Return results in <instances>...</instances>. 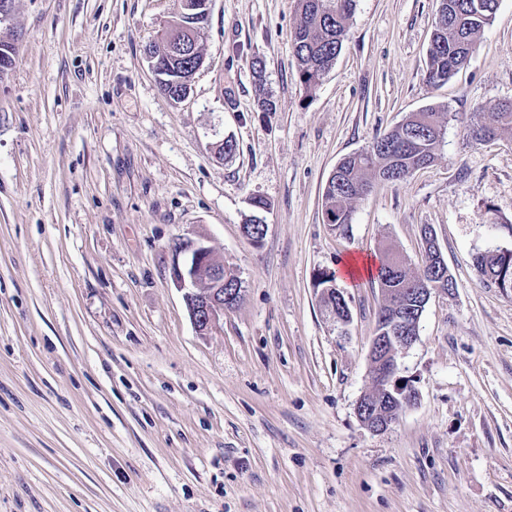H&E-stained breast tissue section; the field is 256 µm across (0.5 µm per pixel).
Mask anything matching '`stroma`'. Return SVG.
<instances>
[{"instance_id":"stroma-1","label":"stroma","mask_w":512,"mask_h":512,"mask_svg":"<svg viewBox=\"0 0 512 512\" xmlns=\"http://www.w3.org/2000/svg\"><path fill=\"white\" fill-rule=\"evenodd\" d=\"M181 5L13 0L0 19V512H512V290L472 262L512 250V133L466 137L512 100V0L437 87L438 0H355L310 90L296 0H211L175 102L148 46ZM429 107L435 160L374 182L348 232L325 223L337 163ZM426 226L455 288L399 358L415 404L375 434L355 408L382 296L342 286L341 329L316 281L383 247L417 269ZM198 235L245 289L204 337L171 277L175 241Z\"/></svg>"}]
</instances>
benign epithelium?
Listing matches in <instances>:
<instances>
[{"instance_id": "benign-epithelium-1", "label": "benign epithelium", "mask_w": 512, "mask_h": 512, "mask_svg": "<svg viewBox=\"0 0 512 512\" xmlns=\"http://www.w3.org/2000/svg\"><path fill=\"white\" fill-rule=\"evenodd\" d=\"M175 252L184 256V260L174 264L172 278L177 288L184 291V301L196 332L206 336L224 328V312L240 303V293L236 288H224L223 260L203 237L182 239V245L175 248ZM415 341L416 337L404 334L372 338L370 378L381 399L361 397L356 415L363 426L375 433L386 431L394 423L382 412V404L396 401L406 408L412 406L408 391L404 389L406 380L398 376V354Z\"/></svg>"}]
</instances>
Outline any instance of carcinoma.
I'll return each instance as SVG.
<instances>
[{
	"instance_id": "cac0c4a2",
	"label": "carcinoma",
	"mask_w": 512,
	"mask_h": 512,
	"mask_svg": "<svg viewBox=\"0 0 512 512\" xmlns=\"http://www.w3.org/2000/svg\"><path fill=\"white\" fill-rule=\"evenodd\" d=\"M355 0H297L300 20L292 32L300 82L311 88L318 84L340 54ZM498 0H440L425 79L431 85L445 83L466 67L476 51L477 37L491 23ZM209 15L199 0H183L182 12L163 27L151 46L152 62L161 77L162 91L173 101L186 89L197 67V50ZM443 113L426 108L411 114L395 129L374 137L368 148L348 156L329 177L322 194L326 223L345 231L352 224V203L372 188L374 181L396 183L432 161L444 137ZM512 130V101L497 105L493 121L476 122L470 139L476 143ZM401 255L381 252L375 281L381 293L397 288H416L423 281L448 287L434 265L411 272L407 265L393 268ZM474 264L487 282L504 291L512 289V252L478 254ZM399 320L418 319L415 300L404 296Z\"/></svg>"
}]
</instances>
